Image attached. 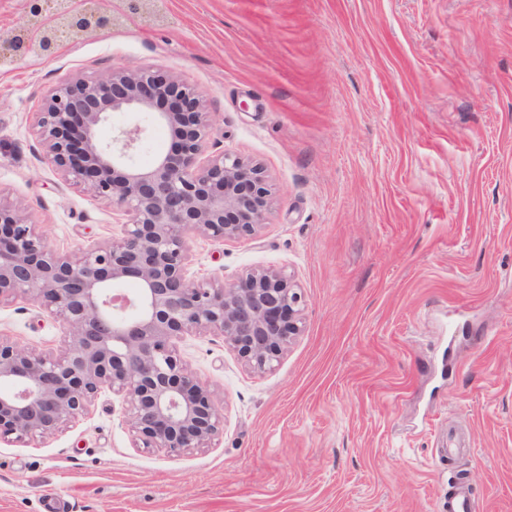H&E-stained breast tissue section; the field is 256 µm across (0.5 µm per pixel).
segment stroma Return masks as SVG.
<instances>
[{
  "mask_svg": "<svg viewBox=\"0 0 512 512\" xmlns=\"http://www.w3.org/2000/svg\"><path fill=\"white\" fill-rule=\"evenodd\" d=\"M112 30L0 65V201L52 248L118 236L119 215L52 166L36 114L103 67L207 99L210 156L260 166L246 240L192 244L198 278L294 276L305 331L252 372L209 333L178 341L224 406L215 447L132 445L121 396L28 445L0 442V512H512V0H106ZM0 332L63 346L36 304Z\"/></svg>",
  "mask_w": 512,
  "mask_h": 512,
  "instance_id": "35a3bbf8",
  "label": "stroma"
}]
</instances>
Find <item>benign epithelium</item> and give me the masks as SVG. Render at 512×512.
<instances>
[{
  "instance_id": "1",
  "label": "benign epithelium",
  "mask_w": 512,
  "mask_h": 512,
  "mask_svg": "<svg viewBox=\"0 0 512 512\" xmlns=\"http://www.w3.org/2000/svg\"><path fill=\"white\" fill-rule=\"evenodd\" d=\"M102 0L75 11L69 0H27L29 26L0 42L9 54L51 55L80 33L112 27ZM54 9V23L43 14ZM113 112H146L172 137L145 166L135 163L150 128L104 129ZM210 122L198 89L142 69H108L58 87L38 126L50 163L127 220L120 237L75 252L53 249L22 211L0 202V302L35 303L60 323L59 353L0 333V442L57 435L89 413L103 388L123 397L135 448L183 453L211 448L224 406L181 358L193 332L224 338L252 371L274 367L304 331V298L279 268L231 282L196 279L191 242L249 239L265 224L269 189L261 168L224 153L204 157ZM132 284L129 294L124 285Z\"/></svg>"
}]
</instances>
